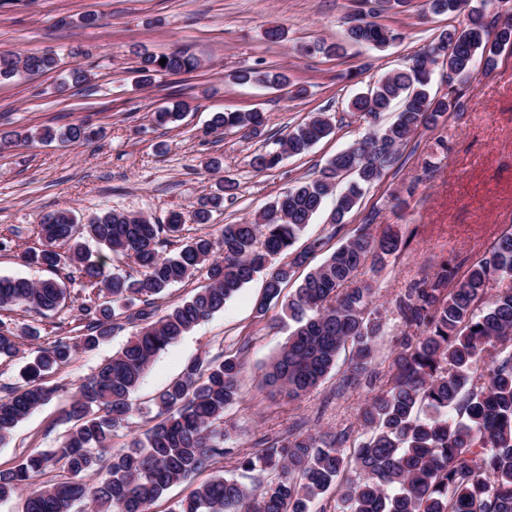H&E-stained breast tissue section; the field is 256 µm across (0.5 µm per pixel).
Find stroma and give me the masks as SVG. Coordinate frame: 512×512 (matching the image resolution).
<instances>
[{
    "label": "stroma",
    "instance_id": "stroma-1",
    "mask_svg": "<svg viewBox=\"0 0 512 512\" xmlns=\"http://www.w3.org/2000/svg\"><path fill=\"white\" fill-rule=\"evenodd\" d=\"M365 0H7L0 6V51L24 56L56 52L62 70L22 79L0 81V235L10 238L0 252V276L20 275L38 281L46 270L25 265L22 252L40 247L36 227L43 215L62 209L89 217L102 211L142 215L152 223H167L179 212L189 236L219 235L222 227L250 219L297 182L318 176L327 161L372 126L347 103L381 74L403 67L409 56L448 26L444 16H424L423 0H406L396 10L377 15L379 24L402 38L385 50H370L346 41L352 20L366 12ZM97 17L94 26L83 15ZM284 31L281 41L266 37L268 28ZM323 41L343 44L337 55L308 54L304 45ZM180 49L196 57L199 68L179 76L161 75L151 85L134 83L139 56ZM79 65L92 75L89 85L59 91L65 68ZM286 69L291 84L282 89L240 85L241 69ZM359 71L357 82L346 75ZM305 87L295 96V87ZM463 108L448 113L437 126L420 129L402 147L395 168L363 196L359 208L341 230H333L328 211L307 225L304 238L321 237L334 250L361 226L372 235L394 227L406 241L382 269L363 267L360 279L374 281L376 304L387 310L386 328L377 339L371 375L350 384L348 353L313 391L291 401L269 387L265 367L288 336L280 306L257 316L263 292L255 278L228 301L223 311L196 326L154 359L132 395L136 408L131 430L118 433L115 447L149 428L157 408L154 399L191 361L219 354L236 355L244 364L238 400L225 411L231 431L228 452L211 472L235 475L239 454L288 427L346 436L345 449L362 440L359 406L383 389L403 327L394 308L398 295L448 262L460 268L478 258L502 231L512 227V51H503L496 67L477 71L458 86ZM175 100L188 104L184 118L157 125L154 112ZM260 111L265 126L260 136L244 138L231 130L205 134L215 112ZM315 112L326 113L333 132L302 156L285 158L272 170H255L250 160L275 147L283 137ZM98 129L93 141L71 146L38 140L11 142L7 132L75 124ZM437 164L426 168L429 154ZM222 156L221 171L203 162ZM236 183L234 196L214 212L210 223L194 224L189 216L199 198L213 193L220 180ZM411 189L407 203L394 207L391 196ZM373 224L364 219L371 211ZM16 330H35L39 340L25 341L14 357L0 358V385H22L21 370L37 346L55 337L79 341L82 322L69 308L48 315L11 310ZM130 329L114 332L93 350L77 349L72 359L46 377L60 391L33 412L0 445V469L14 467L27 454L57 445L66 427L59 418L80 383L120 350Z\"/></svg>",
    "mask_w": 512,
    "mask_h": 512
}]
</instances>
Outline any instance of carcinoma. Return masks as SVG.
Masks as SVG:
<instances>
[{"instance_id":"carcinoma-1","label":"carcinoma","mask_w":512,"mask_h":512,"mask_svg":"<svg viewBox=\"0 0 512 512\" xmlns=\"http://www.w3.org/2000/svg\"><path fill=\"white\" fill-rule=\"evenodd\" d=\"M469 0H425V12L452 16L468 10L467 22L440 31L410 63L381 75L367 92L350 99L353 112L374 124L393 102L401 112L386 125L354 141L329 160L319 177L302 181L271 201L253 220L226 224L218 237H192L173 253L171 239L181 238L182 215L153 224L143 216L104 211L80 223L70 210L45 214L38 224L39 250L26 251L27 264L41 266L52 276L33 281L23 276L0 277V310L22 308L53 313L65 306L68 288L77 284L94 293L72 305L84 322L80 346L92 349L117 329H134L126 345L82 382L61 418L69 429L48 451L29 454L14 467L0 470V499L29 487L21 512H151L170 487L192 481L224 456L230 431L224 413L239 396L244 365L236 356H216L188 364L181 376L159 395L154 424L125 448L112 440L129 427L134 415L130 395L155 357L199 322L222 310L256 275L265 274L261 317L267 305L281 297L295 269L323 249L321 238L294 249L300 234L333 194L337 180L351 181L336 194L332 211L339 232L358 206L364 191L398 161L399 149L420 128L435 126L462 108L454 82L469 80L478 69L490 70L500 54L512 49V24L491 25L489 0L468 7ZM350 42L383 49L399 38L375 21L353 20ZM166 59L160 63V59ZM436 63L446 71L448 93L431 90ZM198 61L183 51L141 58L139 82L157 74H181ZM49 52L21 57L0 52V80L33 76L57 69ZM241 83L270 86L290 84L284 72L244 69ZM89 71L70 69L63 86L89 83ZM259 112H218L207 133L237 129L246 136L261 134ZM332 124L323 112L298 125L277 141L274 151L252 157L258 171L277 167L282 155L298 156L327 137ZM95 131L78 124L58 134L51 128L17 133V140L36 138L80 144ZM235 186L223 183L219 192L202 199L192 217L207 224L211 211L223 206ZM92 240L109 252L93 254ZM406 242L392 227L380 236L360 228L304 277L282 304L288 338L266 372L267 382L297 400L316 388L336 367L339 354L351 348L349 379L369 371L374 345L386 325V311L374 303L375 285L357 279L360 268H383ZM222 258H215L216 253ZM286 255L288 261L278 258ZM133 260L137 278L110 270L108 257ZM202 274L207 284L191 297L161 309L158 301L177 283ZM512 277V229L496 237L463 273L443 263L432 276L412 284L396 300L404 327L386 389L359 408L364 440L347 454L342 437L289 433L265 442V448L238 458L239 469L264 467L277 480L253 489L240 480L216 474L179 500L172 512H313L314 505L333 490L343 512H512V288L488 295L490 280ZM19 336L11 320L0 318V357L18 351ZM74 346L59 336L36 350L21 372L25 384L0 386V443L39 407L50 402L59 387L44 383L47 374L67 363ZM60 478L42 487L37 477L52 468ZM354 469L361 481L340 480ZM90 472L102 475L91 485Z\"/></svg>"}]
</instances>
